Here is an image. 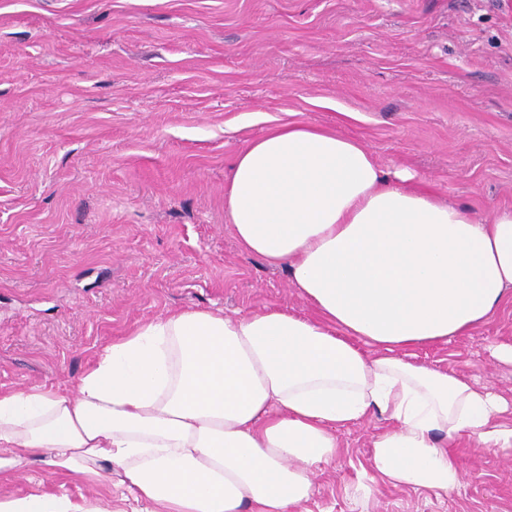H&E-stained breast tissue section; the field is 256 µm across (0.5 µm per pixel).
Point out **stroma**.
I'll list each match as a JSON object with an SVG mask.
<instances>
[{
    "label": "stroma",
    "mask_w": 512,
    "mask_h": 512,
    "mask_svg": "<svg viewBox=\"0 0 512 512\" xmlns=\"http://www.w3.org/2000/svg\"><path fill=\"white\" fill-rule=\"evenodd\" d=\"M331 126L480 218L512 210V0H0V389H74L170 311L312 307L224 219L237 154ZM512 300L417 363L512 401ZM369 417L298 512H512V455L466 447L449 495L375 480ZM371 485L363 493L362 485ZM143 512L41 461L0 496Z\"/></svg>",
    "instance_id": "obj_1"
}]
</instances>
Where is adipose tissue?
Here are the masks:
<instances>
[{
	"label": "adipose tissue",
	"mask_w": 512,
	"mask_h": 512,
	"mask_svg": "<svg viewBox=\"0 0 512 512\" xmlns=\"http://www.w3.org/2000/svg\"><path fill=\"white\" fill-rule=\"evenodd\" d=\"M224 217L315 317L180 309L113 340L76 393L0 392V478L39 459L120 475L157 512H295L337 428L370 414L386 423L371 468L395 486L457 488L463 440L512 450L505 398L411 359L512 297V210L478 218L358 140L288 123L239 153ZM0 512L102 510L44 494Z\"/></svg>",
	"instance_id": "obj_1"
}]
</instances>
